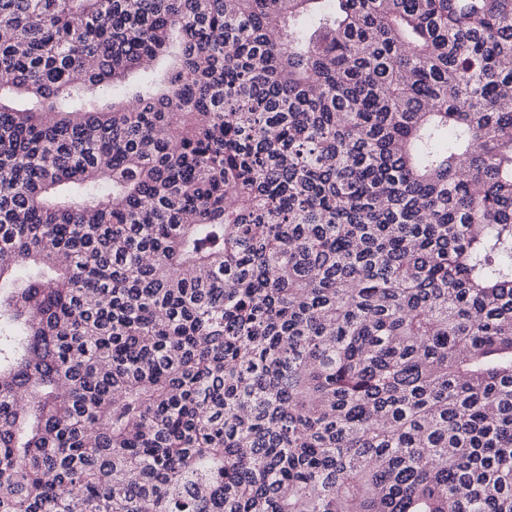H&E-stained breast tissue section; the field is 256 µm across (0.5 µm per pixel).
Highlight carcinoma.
I'll list each match as a JSON object with an SVG mask.
<instances>
[{
  "instance_id": "obj_1",
  "label": "carcinoma",
  "mask_w": 512,
  "mask_h": 512,
  "mask_svg": "<svg viewBox=\"0 0 512 512\" xmlns=\"http://www.w3.org/2000/svg\"><path fill=\"white\" fill-rule=\"evenodd\" d=\"M0 512H512V0H0Z\"/></svg>"
}]
</instances>
